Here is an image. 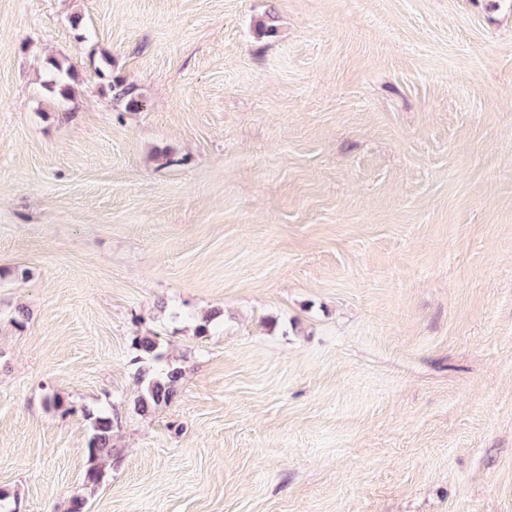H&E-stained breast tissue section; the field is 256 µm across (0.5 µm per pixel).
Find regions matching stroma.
Masks as SVG:
<instances>
[{
  "instance_id": "stroma-1",
  "label": "stroma",
  "mask_w": 512,
  "mask_h": 512,
  "mask_svg": "<svg viewBox=\"0 0 512 512\" xmlns=\"http://www.w3.org/2000/svg\"><path fill=\"white\" fill-rule=\"evenodd\" d=\"M77 495L512 512V0H0V512ZM50 75L46 82L49 92L63 98L70 97L72 93L71 81L75 80V73L70 66H66L64 60L53 58L49 61ZM132 346L138 353L137 361L141 363L135 376L138 388L135 407L141 416H147L176 398L183 371L181 367L163 363L165 354L159 336L153 332L133 336ZM88 417L93 421L87 441V465L84 478L85 484L94 488L102 479V464L112 461V457L116 454V448H112L114 420L112 413L106 411L89 413Z\"/></svg>"
}]
</instances>
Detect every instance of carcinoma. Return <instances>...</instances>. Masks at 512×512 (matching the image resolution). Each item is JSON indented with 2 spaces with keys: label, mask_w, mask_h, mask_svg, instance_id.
Returning <instances> with one entry per match:
<instances>
[{
  "label": "carcinoma",
  "mask_w": 512,
  "mask_h": 512,
  "mask_svg": "<svg viewBox=\"0 0 512 512\" xmlns=\"http://www.w3.org/2000/svg\"><path fill=\"white\" fill-rule=\"evenodd\" d=\"M49 65L47 90L63 98L70 97L71 81L75 80L74 71L65 61L56 58L51 59ZM132 346L138 353L137 361L140 363L135 376V407L140 415L147 416L159 406L167 405L176 398L183 371L178 366L164 362L165 354L159 336L153 332L137 334L132 338ZM88 417L92 418V426L87 441L85 484L93 488L102 479V464L112 460L116 454V449L112 448L114 420L112 413L106 411L90 413Z\"/></svg>",
  "instance_id": "cac0c4a2"
}]
</instances>
